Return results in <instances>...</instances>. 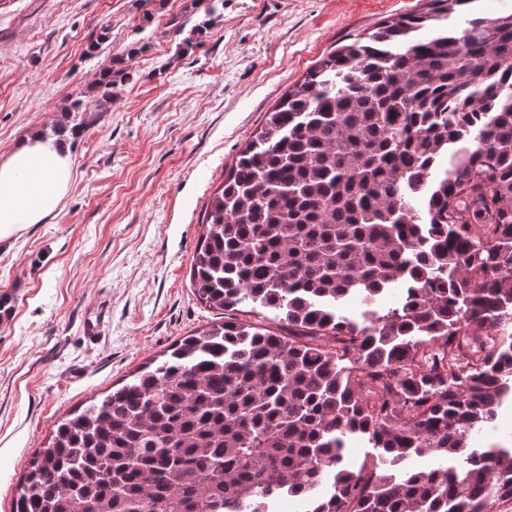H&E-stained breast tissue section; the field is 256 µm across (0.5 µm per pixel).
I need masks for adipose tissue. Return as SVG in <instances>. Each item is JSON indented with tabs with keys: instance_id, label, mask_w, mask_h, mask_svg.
<instances>
[{
	"instance_id": "ef3b65f1",
	"label": "adipose tissue",
	"mask_w": 512,
	"mask_h": 512,
	"mask_svg": "<svg viewBox=\"0 0 512 512\" xmlns=\"http://www.w3.org/2000/svg\"><path fill=\"white\" fill-rule=\"evenodd\" d=\"M68 147L53 138L35 137L0 158V240L31 224L46 223L72 181Z\"/></svg>"
}]
</instances>
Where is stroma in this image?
<instances>
[{
	"label": "stroma",
	"mask_w": 512,
	"mask_h": 512,
	"mask_svg": "<svg viewBox=\"0 0 512 512\" xmlns=\"http://www.w3.org/2000/svg\"><path fill=\"white\" fill-rule=\"evenodd\" d=\"M189 0H5L0 5V156L50 134L66 98L134 40L130 80L68 146L61 205L0 243V512L58 424L222 322L190 266L206 206L288 86L327 53L426 0H224L207 41L178 53L169 25ZM99 56L85 48L101 29ZM101 317L97 335L83 325Z\"/></svg>",
	"instance_id": "obj_1"
}]
</instances>
